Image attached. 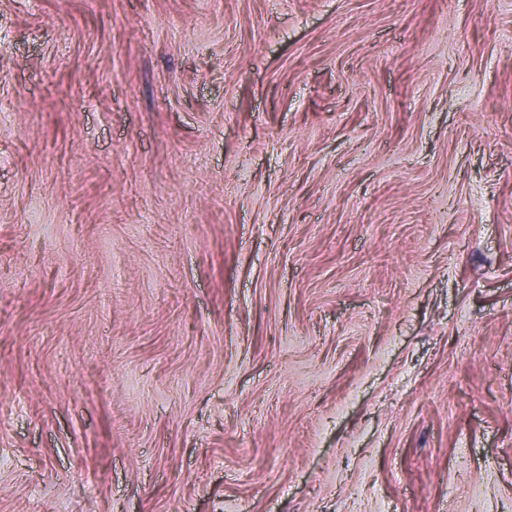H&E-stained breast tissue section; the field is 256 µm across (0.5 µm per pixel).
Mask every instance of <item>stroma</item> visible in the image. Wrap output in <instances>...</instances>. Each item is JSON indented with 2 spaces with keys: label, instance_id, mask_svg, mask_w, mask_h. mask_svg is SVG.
Here are the masks:
<instances>
[{
  "label": "stroma",
  "instance_id": "obj_1",
  "mask_svg": "<svg viewBox=\"0 0 512 512\" xmlns=\"http://www.w3.org/2000/svg\"><path fill=\"white\" fill-rule=\"evenodd\" d=\"M0 512H512V0H0Z\"/></svg>",
  "mask_w": 512,
  "mask_h": 512
}]
</instances>
